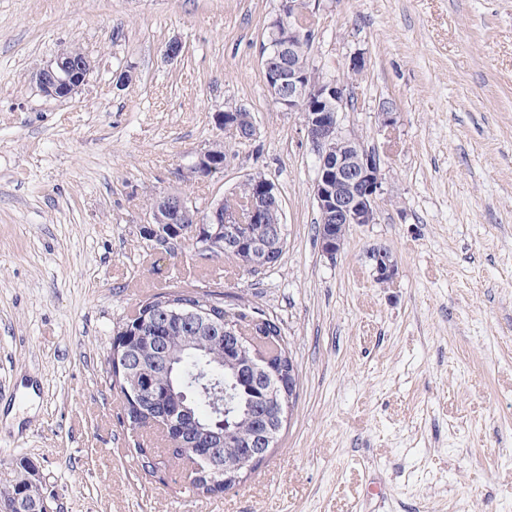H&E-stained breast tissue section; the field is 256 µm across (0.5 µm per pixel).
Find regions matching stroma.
<instances>
[{"mask_svg":"<svg viewBox=\"0 0 512 512\" xmlns=\"http://www.w3.org/2000/svg\"><path fill=\"white\" fill-rule=\"evenodd\" d=\"M308 8L324 78L366 61L339 119L393 195L332 259L302 119L264 79L281 0H0V487L25 461L57 512H512V0ZM73 46L95 71L44 97L34 67ZM231 107L259 139L183 178L231 142L213 121ZM256 171L282 203L275 266L232 272L189 247L158 262L142 234L155 195L203 211ZM379 246L394 284L376 281ZM204 281L277 317L299 375L277 448L216 499L180 465L144 473L137 446L164 443L119 422L107 365L140 300ZM219 142V141H218ZM195 153L186 166V174L190 179L204 180L216 173H223L225 162L217 153L216 143ZM376 280H387L392 283L397 273V263L392 254L385 248L377 247L370 254Z\"/></svg>","mask_w":512,"mask_h":512,"instance_id":"obj_1","label":"stroma"}]
</instances>
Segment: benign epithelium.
<instances>
[{"instance_id": "obj_1", "label": "benign epithelium", "mask_w": 512, "mask_h": 512, "mask_svg": "<svg viewBox=\"0 0 512 512\" xmlns=\"http://www.w3.org/2000/svg\"><path fill=\"white\" fill-rule=\"evenodd\" d=\"M307 0H282V14L270 23L271 37L263 68L267 87L284 109L297 112L302 118L306 138L317 157L313 196L321 223L336 225V234L319 240L321 252L333 259L343 249L345 229L349 224H374L382 203L391 199L381 161L377 153L367 148L359 137L347 133L340 125L339 113L349 106V81L326 80L310 65L309 51L311 29L301 22L308 16ZM96 69V62L83 51L69 48L53 60L38 66L32 79L40 92L49 98H67L75 94ZM239 109H227L214 116L215 125L228 130L237 142L246 143L257 138L259 131L249 137L242 135L239 126ZM225 162L220 159L216 145L201 150L186 166L190 179L204 180L224 172ZM278 193L273 182L259 185L246 209H224L220 199L204 214L183 195L164 194V204L149 213L143 236L153 243L160 255L172 243L190 244L196 251L218 249L220 246L240 247L241 229L245 224L266 222L263 208L256 200ZM284 245L283 227L272 230L270 236L256 243L241 267L269 269L278 262ZM376 278L393 282L397 263L385 248L377 247L370 254ZM155 349L148 361L129 349L123 355L111 347L110 358L123 364L122 390L128 395L144 397L152 402L156 393L145 383L141 367L150 364L154 371L170 378L176 372L175 359L169 354L168 335L176 330L200 331L209 343L224 339L228 348L245 352L251 339L241 336L230 325L210 316L206 311L185 303H171L148 322ZM226 365L234 377L251 376L263 388L264 396L250 415L251 439L249 455L266 454L275 447L282 426L281 397L288 393L293 401L298 390V372L288 379L272 367V360L257 356L245 364L228 358ZM158 415L165 418L169 443L185 450L196 460V469H208L219 474L223 470L221 448L224 446V422L210 427L195 418L187 405L175 409L158 406ZM0 512H53L41 489L40 475L32 470L26 480L23 496L15 504Z\"/></svg>"}]
</instances>
